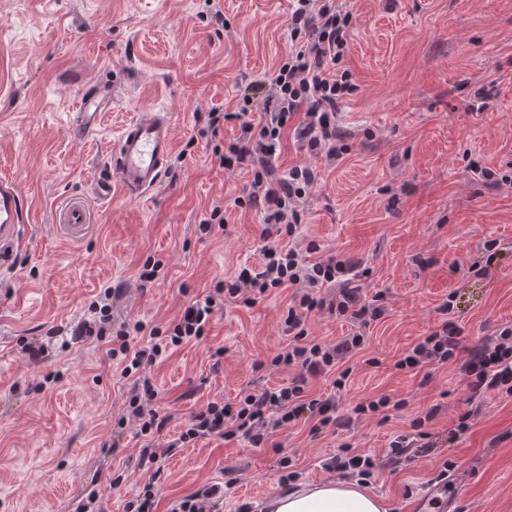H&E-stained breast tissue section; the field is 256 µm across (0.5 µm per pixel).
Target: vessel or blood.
I'll use <instances>...</instances> for the list:
<instances>
[{
  "mask_svg": "<svg viewBox=\"0 0 512 512\" xmlns=\"http://www.w3.org/2000/svg\"><path fill=\"white\" fill-rule=\"evenodd\" d=\"M112 104L110 88L92 84L83 88L77 112L73 114L71 134L80 139L97 130L102 114ZM173 152L172 126L162 113L139 112L122 129L111 155L115 178L97 180L99 197L112 194L113 182H120L127 197L138 199L159 182ZM24 203L15 181L0 178V271L12 267L24 238Z\"/></svg>",
  "mask_w": 512,
  "mask_h": 512,
  "instance_id": "b4317fda",
  "label": "vessel or blood"
}]
</instances>
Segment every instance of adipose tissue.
<instances>
[{
  "label": "adipose tissue",
  "mask_w": 512,
  "mask_h": 512,
  "mask_svg": "<svg viewBox=\"0 0 512 512\" xmlns=\"http://www.w3.org/2000/svg\"><path fill=\"white\" fill-rule=\"evenodd\" d=\"M266 508L268 512H386L381 498L344 480L285 487Z\"/></svg>",
  "instance_id": "obj_1"
}]
</instances>
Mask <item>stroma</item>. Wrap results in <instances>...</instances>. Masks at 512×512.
Listing matches in <instances>:
<instances>
[{
    "instance_id": "35a3bbf8",
    "label": "stroma",
    "mask_w": 512,
    "mask_h": 512,
    "mask_svg": "<svg viewBox=\"0 0 512 512\" xmlns=\"http://www.w3.org/2000/svg\"><path fill=\"white\" fill-rule=\"evenodd\" d=\"M347 6L354 29L344 65L358 85L339 114L349 152L335 170H321L301 235L318 244V258H360L365 295L383 294L388 308L363 330L325 310L308 319L310 338L321 342L366 338L340 392L328 378L309 387L335 394L351 422L316 437L310 422L286 424L272 448L201 439L176 449L156 478L139 464L143 446L166 447L209 400L231 402L288 380L269 362L289 342L282 315L291 289L226 305L207 339L151 368L155 408L169 419L151 439L121 421L131 379L106 363L103 346L71 332L106 287L123 288L114 322L162 327L235 268L259 265L261 216L233 204L251 175L213 156L238 126L225 122L215 136L204 127L211 107L238 111L244 87L287 51L289 0H221L220 23L204 0H0V176L17 181L26 224L22 251L0 272V512H67L90 488L108 512H129L150 481L156 512H168L201 484L227 480L223 512L244 503L260 512L281 485L282 458L293 460L299 483L339 480L342 472L325 462L343 443L374 458L368 489L387 512H407L443 469L456 490L452 512H512V393L471 398L454 361L429 372L396 367L440 325L447 298L467 344L512 325V0ZM96 82L111 85L112 107L97 134L78 142L69 119ZM481 91L483 108L467 111ZM145 108L167 113L175 160L145 197L116 187L99 199L92 182L108 173L122 127ZM474 161L507 182L484 186ZM74 204L86 213L76 232L60 220ZM216 205L227 208L223 233L200 234ZM490 241L496 261L474 275L469 267ZM149 258L163 268L145 284L138 270ZM28 344L43 347L41 360L28 359ZM384 395L404 403L389 421L354 414L357 403ZM434 404L441 412L428 427L431 447L386 465L390 442ZM465 413L468 426L457 430Z\"/></svg>"
}]
</instances>
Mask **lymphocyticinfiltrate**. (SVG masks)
I'll use <instances>...</instances> for the list:
<instances>
[{
	"mask_svg": "<svg viewBox=\"0 0 512 512\" xmlns=\"http://www.w3.org/2000/svg\"><path fill=\"white\" fill-rule=\"evenodd\" d=\"M352 20L344 0H291L289 47L265 84L267 94L260 117L251 118L245 106L233 114L215 106L207 114L206 128L213 133L226 121L239 123V137L215 151L214 156L219 166L244 168L251 175L246 196L234 199L233 204L249 206L261 215L260 269L244 267L232 280L217 281L207 295L191 299L180 318L163 329H149L140 322L113 324L116 290L108 287L100 292V305L92 319L75 329L78 337L110 340L109 356L119 359L122 376H134L127 413L138 423L141 435L158 433L169 422L152 407L157 392L145 368L162 362L178 346L206 336L213 314L223 309L226 300L239 299L247 304L274 288L295 291L283 321L290 341L271 360L273 367L292 368V376L275 387L244 394L233 403L208 401L182 423L179 443L237 437L259 447L271 444L273 433L283 424L302 418L311 420L315 435L326 428L338 430L348 425V417L337 413L334 398L309 396L307 388L311 378L330 374L335 377L334 387H342L348 377L343 366L361 349L364 338L355 334L323 344L309 338L305 321L310 313L325 309L367 326L382 319L386 307L381 296L365 299L358 283V259L331 256L313 262L309 256L316 252V244L302 247L293 243L318 173L307 165L280 169L278 159L283 137L290 133L300 149L325 166L342 161L347 146L336 115L342 101L356 90L352 73L341 66L353 31ZM325 286L332 289L326 297L319 293ZM453 309L450 301L440 306L444 316L440 327L423 337L399 361V368L432 369L452 360L459 362L475 397L512 384V326L503 328L494 341L469 346L462 328L450 318ZM134 331L148 335L136 348L129 342Z\"/></svg>",
	"mask_w": 512,
	"mask_h": 512,
	"instance_id": "1",
	"label": "lymphocytic infiltrate"
}]
</instances>
